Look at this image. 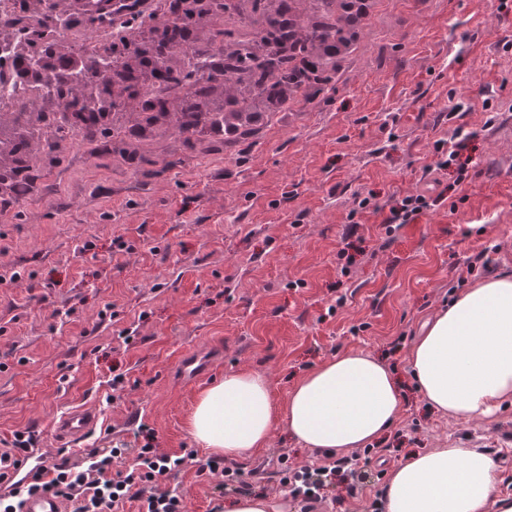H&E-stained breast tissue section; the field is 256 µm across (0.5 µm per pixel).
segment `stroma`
I'll return each mask as SVG.
<instances>
[{"instance_id": "1", "label": "stroma", "mask_w": 512, "mask_h": 512, "mask_svg": "<svg viewBox=\"0 0 512 512\" xmlns=\"http://www.w3.org/2000/svg\"><path fill=\"white\" fill-rule=\"evenodd\" d=\"M462 102L460 119L450 102ZM471 137L456 182L434 144L455 127ZM153 174L131 176L102 145L58 153L21 200L23 223L0 217V450L32 430L45 459L85 469V453L143 444L194 453L159 481L187 512H224L235 495L187 427L199 393L225 373L266 375L273 396L320 361L363 351L402 384V415L362 463L365 483L325 488L318 512H371L386 471L434 448L490 449L495 498L512 499V404L487 420H452L417 393L409 353L420 323L493 272H512V11L494 0H376L362 37L325 91L270 113L252 145L189 149L156 129L142 143ZM184 162L162 168V155ZM415 193L441 205L388 230L385 205ZM370 198L369 209L358 202ZM487 252L490 262L474 257ZM135 332L131 344L117 335ZM209 359L182 381L188 355ZM126 385L111 391L112 375ZM89 406L96 429L61 455L53 423ZM324 455L277 432L270 448L229 460L252 494L283 512L300 503L285 466Z\"/></svg>"}]
</instances>
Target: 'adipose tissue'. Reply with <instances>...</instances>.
Returning a JSON list of instances; mask_svg holds the SVG:
<instances>
[{
    "label": "adipose tissue",
    "instance_id": "ef3b65f1",
    "mask_svg": "<svg viewBox=\"0 0 512 512\" xmlns=\"http://www.w3.org/2000/svg\"><path fill=\"white\" fill-rule=\"evenodd\" d=\"M416 388L435 412L458 420L493 416L512 402V273L495 272L434 311L409 354ZM404 407L400 383L380 358L333 355L276 401L263 375L242 369L204 389L188 417L198 445L247 459L286 430L301 447L346 453L378 441ZM496 481L477 448L416 452L387 472L385 512H486Z\"/></svg>",
    "mask_w": 512,
    "mask_h": 512
}]
</instances>
